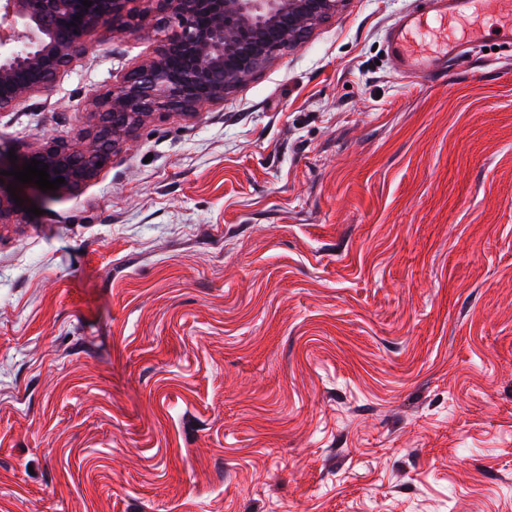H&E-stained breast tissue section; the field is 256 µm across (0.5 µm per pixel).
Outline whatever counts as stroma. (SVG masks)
Masks as SVG:
<instances>
[{
	"label": "stroma",
	"instance_id": "stroma-1",
	"mask_svg": "<svg viewBox=\"0 0 512 512\" xmlns=\"http://www.w3.org/2000/svg\"><path fill=\"white\" fill-rule=\"evenodd\" d=\"M345 0L223 106L0 224V512H512V43L432 83ZM0 112L77 143L154 46Z\"/></svg>",
	"mask_w": 512,
	"mask_h": 512
}]
</instances>
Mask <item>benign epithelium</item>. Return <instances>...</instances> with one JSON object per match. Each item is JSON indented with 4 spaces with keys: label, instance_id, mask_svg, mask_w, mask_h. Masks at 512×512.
Returning <instances> with one entry per match:
<instances>
[{
    "label": "benign epithelium",
    "instance_id": "obj_1",
    "mask_svg": "<svg viewBox=\"0 0 512 512\" xmlns=\"http://www.w3.org/2000/svg\"><path fill=\"white\" fill-rule=\"evenodd\" d=\"M343 0H0V112H9L98 46L94 35L156 33L152 53L112 91L91 94L83 142L46 139L28 146L19 165H48L59 190H81L149 120L196 117L224 103L277 57L302 46ZM29 213L0 187V224Z\"/></svg>",
    "mask_w": 512,
    "mask_h": 512
}]
</instances>
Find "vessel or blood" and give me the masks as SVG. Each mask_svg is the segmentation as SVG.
<instances>
[{"label":"vessel or blood","mask_w":512,"mask_h":512,"mask_svg":"<svg viewBox=\"0 0 512 512\" xmlns=\"http://www.w3.org/2000/svg\"><path fill=\"white\" fill-rule=\"evenodd\" d=\"M427 6L415 10L392 25L388 52L393 66L427 82L436 81L449 60L459 54L461 44L483 40V19L494 18L503 36H512V0H426ZM473 19L474 24L461 39L442 38L436 48L428 49L416 40L423 31L448 24L457 18Z\"/></svg>","instance_id":"1"}]
</instances>
